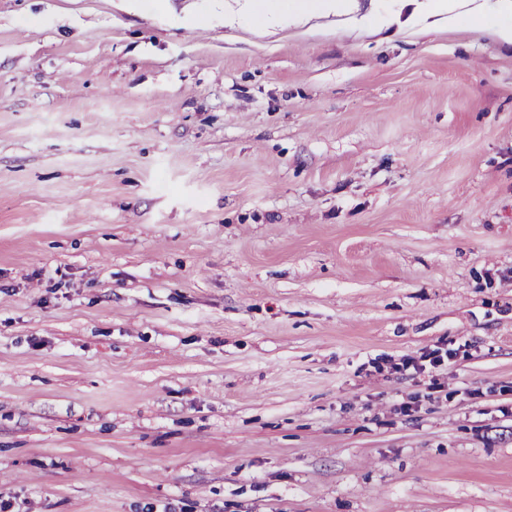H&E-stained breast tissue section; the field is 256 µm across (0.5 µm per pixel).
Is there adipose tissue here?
I'll use <instances>...</instances> for the list:
<instances>
[{"instance_id":"1","label":"adipose tissue","mask_w":512,"mask_h":512,"mask_svg":"<svg viewBox=\"0 0 512 512\" xmlns=\"http://www.w3.org/2000/svg\"><path fill=\"white\" fill-rule=\"evenodd\" d=\"M351 16L355 27L383 31L414 28L420 21L435 19L448 25L492 21L495 34L512 44V0H399L397 10L354 15L352 0H245L241 16H228L227 24L243 18L253 27L299 26L315 17Z\"/></svg>"}]
</instances>
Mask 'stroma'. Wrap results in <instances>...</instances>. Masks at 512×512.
<instances>
[{
  "label": "stroma",
  "mask_w": 512,
  "mask_h": 512,
  "mask_svg": "<svg viewBox=\"0 0 512 512\" xmlns=\"http://www.w3.org/2000/svg\"><path fill=\"white\" fill-rule=\"evenodd\" d=\"M230 2L0 0V502L512 512V45Z\"/></svg>",
  "instance_id": "35a3bbf8"
}]
</instances>
